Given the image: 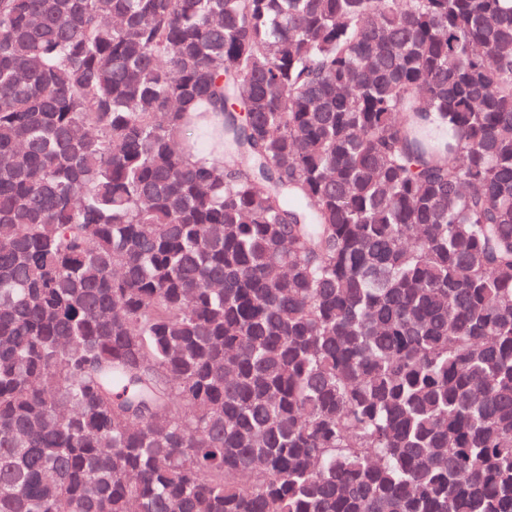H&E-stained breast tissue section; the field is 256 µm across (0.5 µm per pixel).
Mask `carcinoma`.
I'll list each match as a JSON object with an SVG mask.
<instances>
[{
  "mask_svg": "<svg viewBox=\"0 0 512 512\" xmlns=\"http://www.w3.org/2000/svg\"><path fill=\"white\" fill-rule=\"evenodd\" d=\"M0 512H512V0H0Z\"/></svg>",
  "mask_w": 512,
  "mask_h": 512,
  "instance_id": "carcinoma-1",
  "label": "carcinoma"
}]
</instances>
